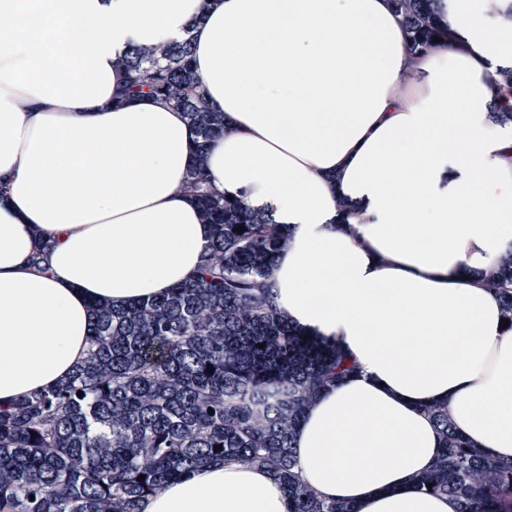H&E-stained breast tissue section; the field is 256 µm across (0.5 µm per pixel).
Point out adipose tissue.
Wrapping results in <instances>:
<instances>
[{
    "instance_id": "ef3b65f1",
    "label": "adipose tissue",
    "mask_w": 512,
    "mask_h": 512,
    "mask_svg": "<svg viewBox=\"0 0 512 512\" xmlns=\"http://www.w3.org/2000/svg\"><path fill=\"white\" fill-rule=\"evenodd\" d=\"M437 6L451 37L418 56L390 0H0V404L72 371L92 301L147 300L197 269L210 228L182 190L193 129L149 96L112 104L130 49L188 38L228 122L207 182L290 226L276 302L356 364L306 411L299 474L355 512H460L414 478L440 451L436 401L512 460V329L479 282L512 250V132L487 111H512L492 82L512 65V0ZM140 512L288 499L266 468L224 461Z\"/></svg>"
}]
</instances>
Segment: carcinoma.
Segmentation results:
<instances>
[{"label":"carcinoma","instance_id":"1","mask_svg":"<svg viewBox=\"0 0 512 512\" xmlns=\"http://www.w3.org/2000/svg\"><path fill=\"white\" fill-rule=\"evenodd\" d=\"M392 3L413 53L448 39L436 0ZM191 57L188 39L132 49L117 100L157 96L195 127L184 192L211 225V242L192 278L164 294L130 305L93 302L89 347L75 370L0 404V512H140L163 484L226 459L271 471L288 512H354L300 478L292 440L311 401L355 364L338 343L303 338L278 307L272 261L290 231L274 209L206 188L205 152L226 126L224 113L209 108ZM483 286L501 295L512 321V252ZM426 412L442 448L415 487L455 497L460 512H512V463L476 448L446 404Z\"/></svg>","mask_w":512,"mask_h":512}]
</instances>
